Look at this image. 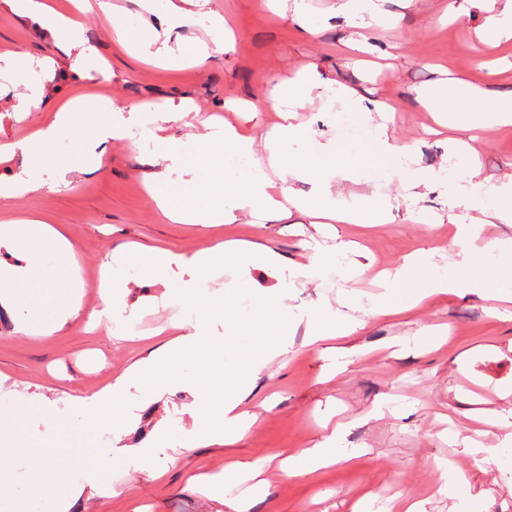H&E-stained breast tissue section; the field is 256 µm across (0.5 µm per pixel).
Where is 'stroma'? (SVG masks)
Segmentation results:
<instances>
[{
  "label": "stroma",
  "mask_w": 512,
  "mask_h": 512,
  "mask_svg": "<svg viewBox=\"0 0 512 512\" xmlns=\"http://www.w3.org/2000/svg\"><path fill=\"white\" fill-rule=\"evenodd\" d=\"M48 2L74 18L67 35L46 34L14 12L8 0H0V144L25 138L55 108L90 94L106 112L116 105L149 111L180 102L192 105L191 113L167 125L168 135L190 145L204 132L203 118L228 117L229 102L266 105L277 83L310 65L323 87L299 108V122L316 140L347 150V202L374 192L387 198L393 215L390 223L378 226L339 225L337 235L322 237V245L332 251L338 239L357 242L374 272L394 270L403 256L434 246L444 247V263L455 261L447 200L458 183L445 182L443 189L417 200L404 170L436 171L457 160L447 133H435L431 114L417 102V90L444 80H466L490 91L512 88V44L496 47L479 38L486 12L473 8L448 18V0H380L375 63L369 66L342 50L356 30L337 14V0H308L311 13L303 23L292 8L275 11L268 0H209L211 9L231 20L233 49L173 69L120 44L113 26L145 39L160 34L174 46L204 37L201 16L174 27L166 20L164 0H157L151 13L142 12L138 0H112L120 11L110 17L84 0ZM65 42L94 49L99 66L45 86L39 107L15 111L19 97L41 81L39 70L18 72L16 58H50L58 70L70 73L75 62L59 51ZM339 82L365 97L391 101L398 109L391 133L416 143V153L385 168L364 162L361 154L369 139L342 137L324 93ZM475 147L489 184L512 176V125L483 132ZM153 149L149 124L137 125L131 139L106 144L95 168L71 172L64 183L51 168L38 190L0 197V220L36 215L73 244L85 314L101 305L94 269L104 268L120 246L189 253L235 240L259 242L283 257L307 261L305 244L314 229L297 213L266 224L251 223L246 215L232 224L209 226L163 220L144 181ZM351 261V256H337L309 283L289 289L288 352L261 368L243 400L242 410L256 417L243 438L182 447L194 420L193 396L181 388L151 394L132 380L125 396L134 421L122 438L137 446L161 436L163 450L150 467L136 471L122 462H104L97 492L78 495L75 487L87 482L75 474L82 460L61 451L53 459L57 480L36 499L29 492L26 457L12 456L5 466L11 493L0 497V512H56L64 501L69 512H234L236 491L225 492L219 502L200 481L223 472L230 460L264 466V482L251 491L249 512H357L364 499L384 507L401 494L422 501L424 512H512V302L494 312L473 293L439 296L397 315L364 318L352 335L309 344L301 316L317 308L347 314L346 291L356 290L367 307L394 304L404 295L405 286L393 280H346L339 271ZM117 294L112 317L138 324L137 335L88 322L85 314L48 335H25L19 323L37 297L29 290L20 292L12 312L0 310V391H11L18 407L72 409L74 425L86 431L90 454L106 445L101 430L74 408L75 398L111 389L127 368L145 363L154 349L191 329L190 318L182 317L178 302L166 298L163 287L135 276ZM439 325L447 326V340L424 347L425 331ZM337 348L347 361L339 374L332 371ZM480 417L490 426L478 437ZM339 424L347 429V447L362 451L354 463H338L302 479L285 476L281 460L286 453L324 446ZM449 461L462 472L463 484L446 486L441 467Z\"/></svg>",
  "instance_id": "obj_1"
}]
</instances>
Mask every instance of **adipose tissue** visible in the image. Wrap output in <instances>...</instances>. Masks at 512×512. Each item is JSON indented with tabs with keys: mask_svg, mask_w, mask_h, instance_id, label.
Wrapping results in <instances>:
<instances>
[{
	"mask_svg": "<svg viewBox=\"0 0 512 512\" xmlns=\"http://www.w3.org/2000/svg\"><path fill=\"white\" fill-rule=\"evenodd\" d=\"M153 45L154 58L179 66L188 59L196 61L226 51L231 42L224 36L223 18L213 15L209 18L207 39L173 48L157 38ZM318 85L317 74L304 69L287 83L278 85L273 92L272 106L281 121L261 134L239 123L205 119L204 139L209 149L200 154L188 151L180 140L155 135L151 161L154 171L146 187L163 218L175 224H231L244 213L259 221L282 220L296 210L315 224L388 223L390 208L384 200L373 197L361 205L336 198L325 184L324 175L327 162L339 157V145L319 142L310 137L305 126L292 124L302 97ZM416 98L426 111L438 115L442 126L457 132L453 144L463 151L465 184L460 193L448 200V221L456 226V272L433 270L431 253L427 250L404 256L396 275L410 293L401 308L406 311L437 295L467 291L491 303L501 300L504 286L495 277L493 266L512 264V237L488 236L484 230L512 223V179L499 186L487 184L477 152L466 134L512 124V92H489L470 83H457L417 92ZM98 109L95 99L74 97L54 111L34 134L1 144V156L22 154L24 165L13 179L0 183V197L38 189L47 168L61 166L69 170L89 166L88 147H81L70 162L61 161L56 155L54 145L63 131H86L88 138L98 145L128 136L127 117L113 112L94 125H87L89 113ZM300 140L306 143L305 152L292 154V143ZM228 155L249 162L248 168L238 175L241 189L230 194L224 190L227 181L224 158ZM168 162L198 173L199 181L191 182L182 191H171L160 171L161 165ZM297 181L316 184V192L299 194L293 187ZM461 205L470 211V223H459L456 209ZM2 247L22 253L25 262L21 265L0 262V308L12 307L18 289L38 291L37 301L29 305L27 317L20 325L23 333L47 334L57 324L80 313L83 283L74 264V248L58 229L35 216L10 219L0 223ZM63 288L71 291L64 300L58 297ZM345 434L344 427H336L326 447L288 454L283 466L285 475L301 478L338 462L351 463L361 451L343 447Z\"/></svg>",
	"mask_w": 512,
	"mask_h": 512,
	"instance_id": "ef3b65f1",
	"label": "adipose tissue"
}]
</instances>
